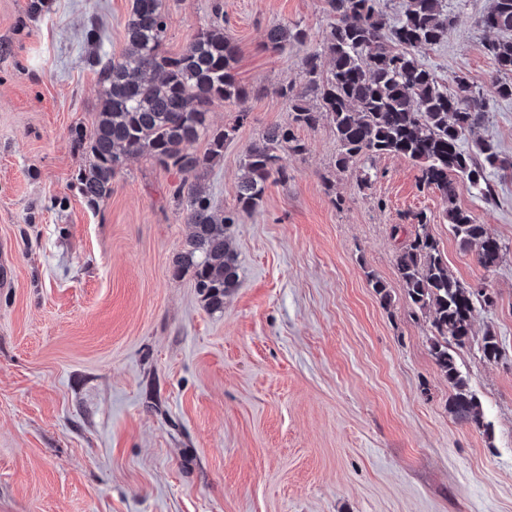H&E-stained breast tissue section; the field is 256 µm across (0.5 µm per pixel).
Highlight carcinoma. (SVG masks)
<instances>
[{
  "label": "carcinoma",
  "instance_id": "1",
  "mask_svg": "<svg viewBox=\"0 0 512 512\" xmlns=\"http://www.w3.org/2000/svg\"><path fill=\"white\" fill-rule=\"evenodd\" d=\"M380 2L326 0L332 21L324 53L331 68L322 69L321 53L310 54L304 60L306 87L280 88L279 95L288 101V123L270 128L247 149L234 211L218 208L201 186L208 169L224 158L228 138L210 123L212 107L248 96L236 80L238 49L224 35V24L216 20L198 29L181 53L169 55L161 50L168 28L162 0H132L126 23L128 51L116 59L101 52L98 21L90 16L84 26L85 62L98 75L102 90L92 129L71 131L74 148L86 157L76 178L80 195L99 207L112 196V180L132 157L144 156L165 170L185 173L188 179L178 187L176 198L192 231L173 259L174 275L191 274L206 305L221 310L224 294L239 282L229 226L238 223L239 213L257 208L269 184L288 179L281 153L305 151L294 128H313L326 114L340 147L338 167H346L354 157L384 154L420 163L419 180L440 194L460 246L475 250L482 266L498 265L499 242L472 213L454 204L456 179L467 181L489 201L492 175L512 163L489 142L475 141L478 159L463 149L484 121L486 98L460 75L453 78L454 89L448 90L414 54L442 43L452 29V18L443 14V0H406L403 11L392 19ZM476 24L499 34L485 45L496 64L491 94L512 100V0H492ZM307 37L303 28L278 24L268 29L266 47L278 51ZM309 88L319 92L322 111L307 103ZM201 139L206 140L202 153L196 149ZM413 220L415 236L395 257L398 273L411 305L429 316L432 357L454 390L448 398L449 412L486 432L489 423L457 369L454 349L471 342L475 304L491 303V295L455 278L427 231V216L416 213ZM478 350L488 361L500 355L496 337L488 332Z\"/></svg>",
  "mask_w": 512,
  "mask_h": 512
}]
</instances>
